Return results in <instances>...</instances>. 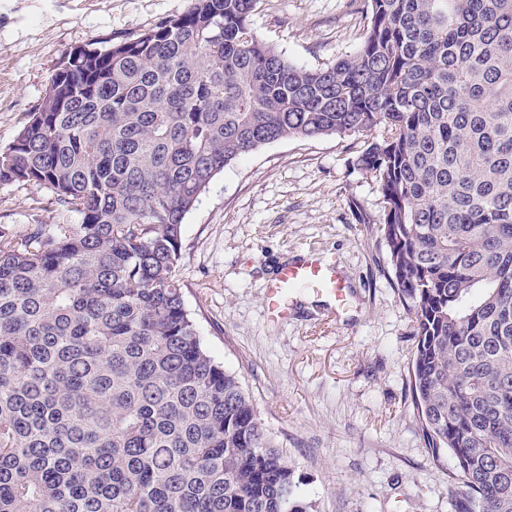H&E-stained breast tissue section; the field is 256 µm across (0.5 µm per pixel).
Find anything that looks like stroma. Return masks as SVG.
Returning <instances> with one entry per match:
<instances>
[{"instance_id": "obj_1", "label": "stroma", "mask_w": 512, "mask_h": 512, "mask_svg": "<svg viewBox=\"0 0 512 512\" xmlns=\"http://www.w3.org/2000/svg\"><path fill=\"white\" fill-rule=\"evenodd\" d=\"M192 0H0V146L42 104L66 52L132 40ZM367 0H258L251 27L290 63L317 68L353 53ZM360 143L335 135L274 142L219 173L181 228L184 301L210 354L237 374L317 512H451L461 484L433 458L413 405L412 315L376 226L382 195L353 168ZM51 192L0 186V225L78 223ZM313 251L334 261L349 306L293 290L273 319L276 269Z\"/></svg>"}]
</instances>
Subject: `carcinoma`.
<instances>
[{
  "label": "carcinoma",
  "mask_w": 512,
  "mask_h": 512,
  "mask_svg": "<svg viewBox=\"0 0 512 512\" xmlns=\"http://www.w3.org/2000/svg\"><path fill=\"white\" fill-rule=\"evenodd\" d=\"M256 0H192L67 53L0 147V185L79 215L0 226V512H315L236 374L204 347L181 225L261 146L363 140L412 313L411 390L453 512H512V0H368L359 48L284 59Z\"/></svg>",
  "instance_id": "1"
}]
</instances>
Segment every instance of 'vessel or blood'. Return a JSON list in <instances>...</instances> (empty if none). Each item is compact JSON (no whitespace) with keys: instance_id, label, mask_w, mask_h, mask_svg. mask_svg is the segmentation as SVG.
Wrapping results in <instances>:
<instances>
[{"instance_id":"vessel-or-blood-1","label":"vessel or blood","mask_w":512,"mask_h":512,"mask_svg":"<svg viewBox=\"0 0 512 512\" xmlns=\"http://www.w3.org/2000/svg\"><path fill=\"white\" fill-rule=\"evenodd\" d=\"M309 289L325 292L337 302H344L346 286L335 263L310 252L301 259L281 265L267 287V307L272 318L287 319L293 311V303L288 298L290 290Z\"/></svg>"}]
</instances>
